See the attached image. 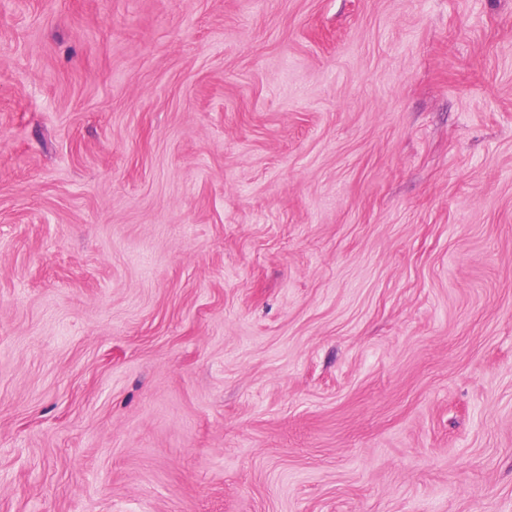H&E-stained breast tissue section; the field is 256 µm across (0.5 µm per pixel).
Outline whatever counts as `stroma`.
<instances>
[{
	"mask_svg": "<svg viewBox=\"0 0 512 512\" xmlns=\"http://www.w3.org/2000/svg\"><path fill=\"white\" fill-rule=\"evenodd\" d=\"M0 512H512V0H0Z\"/></svg>",
	"mask_w": 512,
	"mask_h": 512,
	"instance_id": "obj_1",
	"label": "stroma"
}]
</instances>
